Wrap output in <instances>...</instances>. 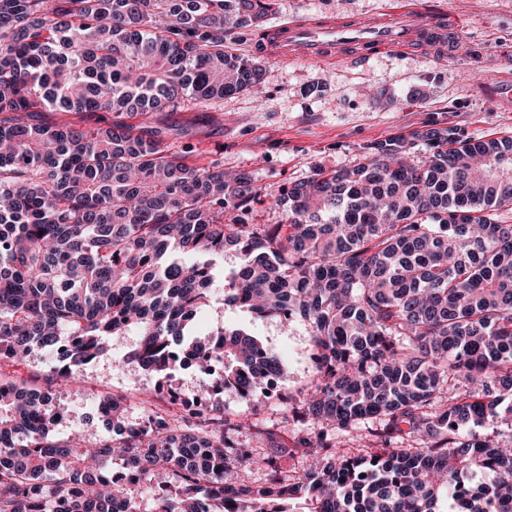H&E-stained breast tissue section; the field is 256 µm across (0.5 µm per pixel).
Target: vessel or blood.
<instances>
[{"label": "vessel or blood", "mask_w": 512, "mask_h": 512, "mask_svg": "<svg viewBox=\"0 0 512 512\" xmlns=\"http://www.w3.org/2000/svg\"><path fill=\"white\" fill-rule=\"evenodd\" d=\"M456 37L447 10L429 0H396L390 10L372 19L292 20L264 29L257 39L263 55L281 60L364 66L387 51H410L427 42L450 45Z\"/></svg>", "instance_id": "b4317fda"}]
</instances>
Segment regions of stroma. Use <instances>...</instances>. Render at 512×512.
I'll list each match as a JSON object with an SVG mask.
<instances>
[{"instance_id":"obj_1","label":"stroma","mask_w":512,"mask_h":512,"mask_svg":"<svg viewBox=\"0 0 512 512\" xmlns=\"http://www.w3.org/2000/svg\"><path fill=\"white\" fill-rule=\"evenodd\" d=\"M439 3L461 26L452 57L387 52L366 66L353 67L264 56L259 60L263 76L248 90L210 107L192 105L181 112L159 113L168 144L185 154L190 165L216 163L228 171L250 173L259 194L246 222L279 224L283 216L271 208L273 197L310 177L314 167L357 164L366 145L432 124L476 139L512 136V104L493 102L484 93L489 84L512 79V0ZM390 5L391 0H276L265 23L315 14L366 18ZM211 262L217 277L197 332L207 333L223 323L246 327L278 353L286 367L278 385L267 389L259 412H252L235 391L212 388L210 377L199 371L179 367L166 380L126 362L128 348L135 345L131 339L74 379L56 378L51 360L39 351L24 364L0 367V373L56 394L66 409L54 430L59 440H70L77 433L90 441L111 439V429L96 416V405L112 396L124 401L126 422L135 427L144 425L153 412L199 397L206 405L220 407L225 418L250 416L254 439H265L273 431L295 450L300 426L292 412L305 397L315 371L310 328L299 319L258 318L227 309L224 288L239 259L236 252L227 251ZM305 463L295 450L284 465L294 471Z\"/></svg>"}]
</instances>
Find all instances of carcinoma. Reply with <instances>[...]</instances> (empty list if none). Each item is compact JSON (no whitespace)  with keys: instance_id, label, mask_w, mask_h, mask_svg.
Returning a JSON list of instances; mask_svg holds the SVG:
<instances>
[{"instance_id":"carcinoma-1","label":"carcinoma","mask_w":512,"mask_h":512,"mask_svg":"<svg viewBox=\"0 0 512 512\" xmlns=\"http://www.w3.org/2000/svg\"><path fill=\"white\" fill-rule=\"evenodd\" d=\"M273 0H0V363L45 350L54 372L83 368L127 336L128 362L165 375L193 365L253 400L285 367L230 325L201 337L213 272L191 259L234 248L224 305L301 319L315 374L293 414L309 465L236 435L251 427L184 402L179 420L116 438L51 434V391L0 377V512H512V136L451 128L365 147L353 168L317 167L274 200L283 224L233 218L258 196L249 173L196 167L165 143L158 112L208 107L257 83L255 36ZM103 112L95 126L36 112ZM492 416L509 441L470 424ZM379 450L336 453L367 420ZM122 462L127 479L106 472ZM263 468L252 484L242 474ZM470 484L459 500V484ZM143 485L160 490L142 509Z\"/></svg>"}]
</instances>
